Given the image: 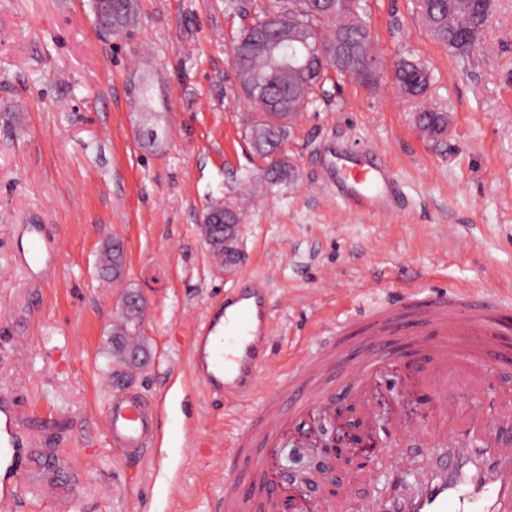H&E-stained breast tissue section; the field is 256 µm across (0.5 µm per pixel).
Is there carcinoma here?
Returning <instances> with one entry per match:
<instances>
[{
    "label": "carcinoma",
    "instance_id": "obj_1",
    "mask_svg": "<svg viewBox=\"0 0 512 512\" xmlns=\"http://www.w3.org/2000/svg\"><path fill=\"white\" fill-rule=\"evenodd\" d=\"M253 23L245 28L233 47V66L238 87L251 105L257 106L262 117L248 127L251 148L257 154L272 143L284 142L288 128V113L301 112L313 102L317 87L326 69L318 59L310 57L316 43H327L337 35L347 36L351 45L348 68H339L336 75L355 77L358 72L377 62L372 52V36L364 31V0H336L335 8L327 12L319 0H268ZM420 12L432 38L456 56L467 57L479 45L471 37L483 24L485 16L495 10L494 0H420ZM282 13L288 25L272 35L273 47L262 44L265 18ZM135 7L116 4L111 34L116 35L135 20ZM308 33L306 42L299 36ZM303 65V74L295 67ZM391 80L409 98L426 93L430 76L420 62L404 59L394 66ZM428 134L441 136L447 132L448 120L441 112L427 111L417 118ZM123 260L120 246H107L102 254L101 269L108 277L117 278Z\"/></svg>",
    "mask_w": 512,
    "mask_h": 512
}]
</instances>
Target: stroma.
<instances>
[{
  "label": "stroma",
  "instance_id": "stroma-1",
  "mask_svg": "<svg viewBox=\"0 0 512 512\" xmlns=\"http://www.w3.org/2000/svg\"><path fill=\"white\" fill-rule=\"evenodd\" d=\"M264 0H136L126 32L105 36L92 0H0V394L31 451L14 504L0 512H217L224 439L244 409L193 378L189 338L212 302L248 273L271 287L274 347L257 387L294 350L313 356L385 298L420 285L512 297V0H497L480 46L461 60L429 36L415 0H368L366 21L387 67L430 70L423 97L391 81L368 90L329 79L288 125V180L264 176L245 137L258 113L237 103L231 46ZM148 84L161 145L130 88ZM446 113L441 136L418 134L420 111ZM377 144L402 184V210L347 211L317 184L330 146ZM237 212L240 269L214 264L203 217ZM56 249L26 267L30 228ZM465 240L461 251L456 240ZM124 246L120 279L99 266ZM143 295L141 366L127 388L159 400L161 442L139 458L101 427L117 386L112 327L126 291ZM369 480L332 467L352 499L413 488L435 448L399 437Z\"/></svg>",
  "mask_w": 512,
  "mask_h": 512
}]
</instances>
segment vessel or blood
I'll return each mask as SVG.
<instances>
[{
	"instance_id": "1",
	"label": "vessel or blood",
	"mask_w": 512,
	"mask_h": 512,
	"mask_svg": "<svg viewBox=\"0 0 512 512\" xmlns=\"http://www.w3.org/2000/svg\"><path fill=\"white\" fill-rule=\"evenodd\" d=\"M320 184L348 209L390 214L400 196L399 179L373 144L337 147L319 172ZM265 278L249 275L224 293L190 338L191 369L202 387L238 404L250 400L260 367L268 362L273 314ZM503 299L435 291L423 305L404 296L374 310L364 326V347L356 350L331 337L315 356L294 355L246 422L226 439L230 457L260 444L278 445L308 416L332 419L336 400L354 397L368 409L379 380L396 359L393 337H409L416 375L407 377L405 397L428 404L432 431L452 432L446 457L439 459L417 492L395 503L366 499L354 512H512V439L500 432L512 418V402L501 415L473 409L460 413L448 400L455 384H481L494 363H512L502 336L508 316ZM159 409L155 400L124 389L114 394L104 416L112 445L130 456L156 446ZM27 461L12 407L0 399V502H12ZM282 492L270 485L261 503L238 487L234 469L224 472V512H277Z\"/></svg>"
}]
</instances>
